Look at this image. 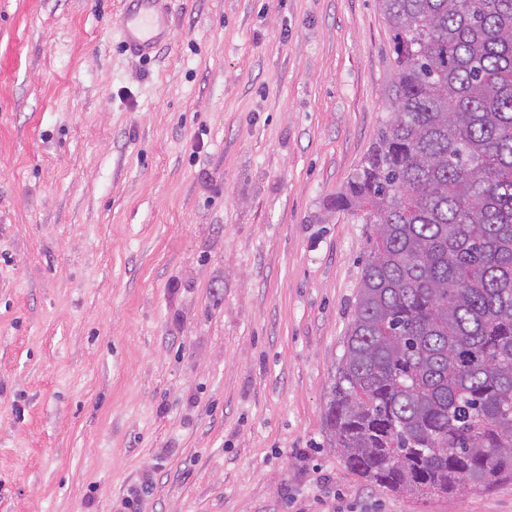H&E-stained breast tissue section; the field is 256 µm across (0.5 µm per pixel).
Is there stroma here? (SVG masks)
I'll return each mask as SVG.
<instances>
[{
  "instance_id": "35a3bbf8",
  "label": "stroma",
  "mask_w": 512,
  "mask_h": 512,
  "mask_svg": "<svg viewBox=\"0 0 512 512\" xmlns=\"http://www.w3.org/2000/svg\"><path fill=\"white\" fill-rule=\"evenodd\" d=\"M0 0V512H512L367 486L324 414L390 117L378 0ZM159 0H125L121 20L124 42L134 52L149 57L157 48L165 30L154 20Z\"/></svg>"
}]
</instances>
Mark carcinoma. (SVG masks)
<instances>
[{
    "instance_id": "carcinoma-1",
    "label": "carcinoma",
    "mask_w": 512,
    "mask_h": 512,
    "mask_svg": "<svg viewBox=\"0 0 512 512\" xmlns=\"http://www.w3.org/2000/svg\"><path fill=\"white\" fill-rule=\"evenodd\" d=\"M391 116L329 208L375 225L330 447L458 499L512 478V0H379Z\"/></svg>"
}]
</instances>
